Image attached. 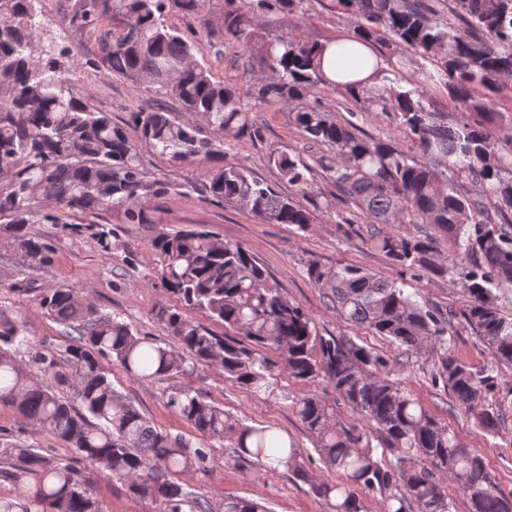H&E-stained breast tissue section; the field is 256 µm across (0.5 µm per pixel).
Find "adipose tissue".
I'll use <instances>...</instances> for the list:
<instances>
[{
  "label": "adipose tissue",
  "mask_w": 512,
  "mask_h": 512,
  "mask_svg": "<svg viewBox=\"0 0 512 512\" xmlns=\"http://www.w3.org/2000/svg\"><path fill=\"white\" fill-rule=\"evenodd\" d=\"M378 56L369 42L354 36L339 37L325 42L321 69L328 80L373 84Z\"/></svg>",
  "instance_id": "adipose-tissue-1"
}]
</instances>
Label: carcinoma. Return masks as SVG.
I'll use <instances>...</instances> for the list:
<instances>
[{
  "label": "carcinoma",
  "instance_id": "carcinoma-1",
  "mask_svg": "<svg viewBox=\"0 0 512 512\" xmlns=\"http://www.w3.org/2000/svg\"><path fill=\"white\" fill-rule=\"evenodd\" d=\"M42 0H0V221L10 245L30 266L51 262L53 245L29 230L45 222L67 224L77 215L117 214L124 224H156L153 199L174 185L146 176L140 147L160 160L224 156L217 137L258 135L252 109L233 86L216 80L194 58V46L165 19L166 0H76L64 18L94 39L96 64L108 76L169 90L182 111L162 106L131 113L119 125L96 110L91 96L70 78L75 63L45 29ZM308 0H240L224 16L225 34L246 44L247 17L255 10L299 9ZM354 35L392 47L373 85L341 86L368 112H383L403 140L361 133L324 106L331 83L322 73V43L281 35L262 50L266 75L253 87L256 105L279 106L307 140L326 147L324 168L345 197L375 223L366 229L371 249L399 268L389 281L346 264L311 259L309 281L346 322L389 344L437 351L431 382L483 430L504 423L501 410L484 404L497 386L495 367L512 365V318L495 305V290L512 287V114L496 109L512 77V0H448L442 20L426 0H336ZM423 59L420 78L404 73ZM443 87L468 119L450 124L428 89ZM267 163L303 192L311 168L278 149ZM217 204H231L263 224L306 230L310 209L275 190L246 167L224 164L201 189ZM56 211H43L46 204ZM427 224L448 237L457 258L440 260L432 233L404 234L383 225ZM110 249L109 222L74 224ZM157 274L176 304L162 306L157 322L163 343L131 325L102 315L73 288L39 295L45 314L62 327L67 344L58 353L34 344L25 325L0 311V405L13 408L41 432L74 449L109 477L128 483L158 512H212L204 496L185 487L180 473H206L216 447L270 473L282 470L308 485L325 512H363L357 490L381 496L384 512H451L448 488L464 497L468 512H512L483 457L463 447L448 423L434 418L394 378L385 351L358 337L325 336L313 317L269 283L248 249L224 241L204 224L160 232L153 241ZM446 279L466 299L465 319L492 350L494 364L475 367L448 348L451 320L407 291L424 275ZM195 309L224 326L217 333L188 317ZM28 357L39 376L18 356ZM131 376L163 380L217 366L224 377L253 393L272 391L274 371L299 383L325 380L334 398L306 392L293 402L314 438V451L338 478L319 480L300 449L271 427L249 426L191 388H173L167 406L196 441L157 428L120 392L105 363ZM73 391L70 400L57 388ZM345 406L353 421L338 420ZM25 488L0 496V512H104L79 469L43 448L16 443L0 464V481ZM222 512H269L260 501L224 496Z\"/></svg>",
  "mask_w": 512,
  "mask_h": 512
}]
</instances>
